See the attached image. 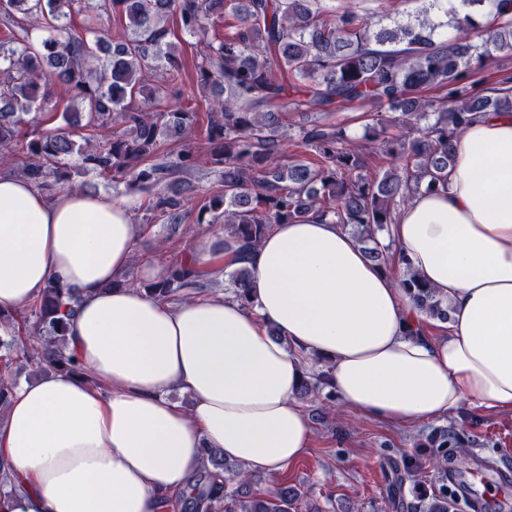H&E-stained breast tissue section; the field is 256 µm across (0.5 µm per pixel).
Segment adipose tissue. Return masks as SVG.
Listing matches in <instances>:
<instances>
[{
	"label": "adipose tissue",
	"instance_id": "1",
	"mask_svg": "<svg viewBox=\"0 0 512 512\" xmlns=\"http://www.w3.org/2000/svg\"><path fill=\"white\" fill-rule=\"evenodd\" d=\"M131 207L0 173V312L58 281L76 298L66 342L80 369L11 388L0 464L15 488L0 512H157L188 493L209 448L278 473L312 443L295 395L313 356L344 405L391 425L465 405L512 413V114L478 118L447 190L402 209L392 272L311 217L247 249L196 243L189 254L212 278L250 270L249 308L221 292L162 301L123 286L143 236ZM408 271L447 301L442 332L417 331L399 286Z\"/></svg>",
	"mask_w": 512,
	"mask_h": 512
}]
</instances>
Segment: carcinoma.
<instances>
[{"mask_svg":"<svg viewBox=\"0 0 512 512\" xmlns=\"http://www.w3.org/2000/svg\"><path fill=\"white\" fill-rule=\"evenodd\" d=\"M323 0H0V151L20 144L22 176L38 188L80 190L64 159L104 178L122 177L152 192L149 210L181 224L191 190L186 181L201 151L219 172L221 189L207 194L199 209L243 246H255L274 224L313 216L331 219L364 246L367 257L390 270L393 243L379 234L394 223L397 209L416 194L448 188L457 144L485 112L512 113V74L501 76L487 94L474 92V75L494 51L512 54V0H420V13L393 18L385 0L359 12L326 8ZM86 19V34L71 31L73 13ZM115 12L130 33L98 35L94 22ZM200 36L196 83L210 94L203 147L184 146L157 160L161 140L180 135L199 121L196 107L180 103L154 109L179 96L181 61L172 49L168 19ZM224 24V35L215 24ZM62 85L82 112H64L69 128L81 120L100 135L81 145L60 129L33 134L25 116L49 104L50 89ZM389 107L376 112L362 139L326 118L353 105ZM311 112L318 120L300 127L285 159L281 119ZM387 160L370 171L373 155ZM250 271L227 273L225 288L244 306ZM215 284L193 260L171 262L166 278L144 286L166 300L192 297ZM425 321L446 323L448 305L411 274L400 280ZM75 300L54 281L42 296L16 313L10 333L0 335V352L21 367L76 371L66 353L63 309ZM320 370L303 380L299 394L327 386ZM210 469L224 472L216 487L199 478L186 498L187 512H320L297 486L283 481L270 496L251 491L250 475L216 452ZM455 494L443 484L418 497L412 512H450Z\"/></svg>","mask_w":512,"mask_h":512,"instance_id":"carcinoma-1","label":"carcinoma"}]
</instances>
